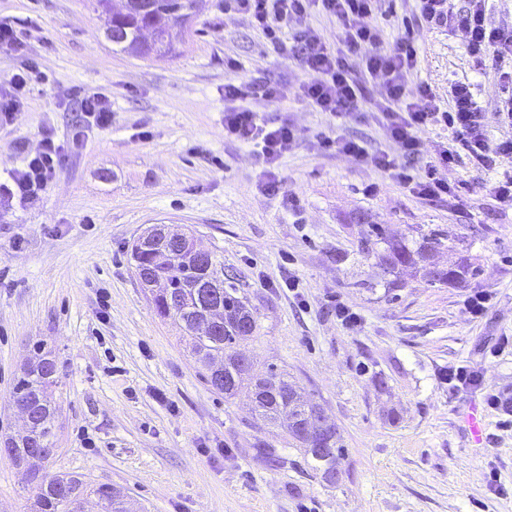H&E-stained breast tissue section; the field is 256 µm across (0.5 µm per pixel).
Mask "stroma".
<instances>
[{
	"label": "stroma",
	"mask_w": 512,
	"mask_h": 512,
	"mask_svg": "<svg viewBox=\"0 0 512 512\" xmlns=\"http://www.w3.org/2000/svg\"><path fill=\"white\" fill-rule=\"evenodd\" d=\"M0 24L19 37L0 47V82L31 62L39 72L0 127V175L43 131L61 138L82 122L74 93L112 102L110 125L88 130L43 194L0 206V435L21 426L14 382L43 343L58 366L49 472L120 489L138 512H512V411L488 403L512 397V206L488 191L512 161L491 172L461 157L447 177L471 192L455 205L325 151L322 132L397 153L372 115L379 80L366 84L365 115L332 119L300 99L296 59L267 50L226 0H198L184 41L161 58L113 51L89 0H0ZM422 50L420 77L440 103L472 82L490 138L512 135L498 78L478 69L461 31H426ZM258 69L281 95L249 108L298 133L276 197L252 148L224 135L225 81ZM154 224L184 227L223 260L257 317L245 347L254 374L276 365L323 406L346 448L340 484L255 418L248 390L228 400L203 382L129 260ZM369 224L411 242L447 230L467 249L435 262L463 257L476 273L447 285L391 274L359 247ZM476 290L491 296L478 318L465 306ZM340 304L357 326L337 322ZM460 366L476 379L457 388L448 373ZM472 409L485 420L478 444L462 422ZM29 496L0 454V512H28Z\"/></svg>",
	"instance_id": "1"
}]
</instances>
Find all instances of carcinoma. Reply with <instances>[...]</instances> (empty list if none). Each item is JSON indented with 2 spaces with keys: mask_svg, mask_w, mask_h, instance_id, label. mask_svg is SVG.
Segmentation results:
<instances>
[{
  "mask_svg": "<svg viewBox=\"0 0 512 512\" xmlns=\"http://www.w3.org/2000/svg\"><path fill=\"white\" fill-rule=\"evenodd\" d=\"M110 0H94V9L104 18L105 30L116 32L112 44L120 52L138 56H162L173 47L172 28L181 27L190 17L196 0H147L148 10L142 11L131 4L123 13H109ZM155 26L154 37L145 39V29ZM185 240L176 256L163 252H145L140 243H135L130 252V261L137 276L147 277L158 284L150 289L154 310L162 318H171L182 332L185 346L200 368V375L208 385L215 362L222 363L229 387L218 388V392L229 399L244 384L254 388V411L257 419L276 425L288 433L294 445L314 462L313 469L330 485L336 481L337 460L344 454L342 437L336 426H331L319 436L309 439L302 434V426L320 405L305 397L300 387L288 374L270 365L262 382H257L243 372L236 356L237 346L253 337L257 330V320L248 308L244 297L232 285L222 289L224 307V328L215 336L199 333L200 321L205 307L199 298L200 289L196 285L211 279L224 284L219 272L223 263L212 259V268L205 272L197 265L190 244L193 235L182 232ZM387 245L382 251L375 246ZM362 247L373 253L387 267H415L422 272L425 280H430L428 267L435 251L442 247L438 234L424 236L409 245L405 241H389L381 224H371L365 233ZM470 267L461 260L453 268L439 277L438 283L460 282L469 274ZM249 322V330L241 328L242 321ZM41 351L39 359L29 365L17 377L14 394L18 399L31 404L33 421L28 428L29 436L41 440L44 446L53 445L57 422V407L53 401L54 377L43 366L50 353ZM33 496L29 512H80V501L85 497H95L99 512H129L126 495L107 484L92 485L73 475L45 474L42 478L29 480Z\"/></svg>",
  "mask_w": 512,
  "mask_h": 512,
  "instance_id": "cac0c4a2",
  "label": "carcinoma"
}]
</instances>
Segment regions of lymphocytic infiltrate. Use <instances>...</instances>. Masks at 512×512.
Returning a JSON list of instances; mask_svg holds the SVG:
<instances>
[{"mask_svg": "<svg viewBox=\"0 0 512 512\" xmlns=\"http://www.w3.org/2000/svg\"><path fill=\"white\" fill-rule=\"evenodd\" d=\"M487 0H468L462 14H454L447 0H418L420 16L426 28L459 29L465 35L469 55L479 65H492L500 89L512 104V27L488 23ZM238 12L247 15L253 27L264 37L270 50L292 49L307 75L300 91L312 108L342 118L359 111L364 87L352 62L362 58L370 77L382 82V99L377 105L382 125L399 149L398 155L368 152L358 140L320 134L325 149L355 157L387 172L393 182L421 198L457 200L469 194L467 182H448L445 170L452 168L461 155H468L485 170L496 169L512 159V136L491 140L469 82H456L447 107H440L428 83L417 80L419 45L408 34L393 45H385L376 16L382 0H232ZM336 18L341 32L336 45H329L316 28L305 20L312 8ZM292 29L291 41L282 33ZM277 86L263 78L232 80L224 84V135L255 149L268 175L265 193H283L282 182L274 167L296 144L298 134L287 123L268 122L248 108L252 99L275 100ZM83 125L73 128L66 138L44 134L40 149L26 155L20 166L11 169L0 181V200L24 202L42 194L53 180L57 167L67 153L83 147L86 129L107 127L112 120L110 101L96 93L80 94ZM445 124L452 134L451 146L429 154L424 131Z\"/></svg>", "mask_w": 512, "mask_h": 512, "instance_id": "lymphocytic-infiltrate-1", "label": "lymphocytic infiltrate"}]
</instances>
